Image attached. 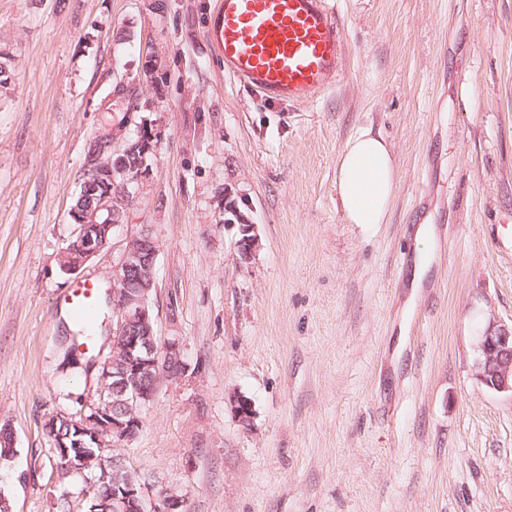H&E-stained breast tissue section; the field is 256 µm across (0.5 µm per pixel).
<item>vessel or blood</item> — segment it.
<instances>
[{"label": "vessel or blood", "instance_id": "1", "mask_svg": "<svg viewBox=\"0 0 512 512\" xmlns=\"http://www.w3.org/2000/svg\"><path fill=\"white\" fill-rule=\"evenodd\" d=\"M214 40L224 72L261 97L308 104L343 80L345 32L329 0H218ZM97 282L65 304L81 316Z\"/></svg>", "mask_w": 512, "mask_h": 512}]
</instances>
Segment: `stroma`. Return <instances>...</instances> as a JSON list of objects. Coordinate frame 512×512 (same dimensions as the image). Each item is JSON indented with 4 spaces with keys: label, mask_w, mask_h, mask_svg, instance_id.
I'll return each instance as SVG.
<instances>
[{
    "label": "stroma",
    "mask_w": 512,
    "mask_h": 512,
    "mask_svg": "<svg viewBox=\"0 0 512 512\" xmlns=\"http://www.w3.org/2000/svg\"><path fill=\"white\" fill-rule=\"evenodd\" d=\"M0 0V465L12 512H54L43 425L96 395L69 366L58 262L122 85L162 132L141 204L83 278L108 285L130 235L159 244L151 310L192 375L162 381L117 445L190 512H512V395L475 377L512 321V0H334L347 75L315 102L225 75L216 0ZM397 167L387 223H346L337 159L360 129ZM254 224L249 260L224 204ZM431 230L419 286L411 279ZM242 394L249 426L232 414Z\"/></svg>",
    "instance_id": "35a3bbf8"
}]
</instances>
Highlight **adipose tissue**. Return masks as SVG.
<instances>
[{
  "label": "adipose tissue",
  "instance_id": "adipose-tissue-1",
  "mask_svg": "<svg viewBox=\"0 0 512 512\" xmlns=\"http://www.w3.org/2000/svg\"><path fill=\"white\" fill-rule=\"evenodd\" d=\"M336 191L347 223H386L396 189V164L387 141L363 128L347 140L337 161Z\"/></svg>",
  "mask_w": 512,
  "mask_h": 512
}]
</instances>
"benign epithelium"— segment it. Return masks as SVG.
<instances>
[{"mask_svg": "<svg viewBox=\"0 0 512 512\" xmlns=\"http://www.w3.org/2000/svg\"><path fill=\"white\" fill-rule=\"evenodd\" d=\"M137 102L127 105L123 119L105 124L98 130L101 152L86 156L80 181L81 193L94 186L100 191L96 203L88 206L78 203L71 208L72 224L75 225L72 243L77 254L67 275L74 277L91 259L108 245L109 233L127 221L130 210L136 206L152 174L153 159L160 140V131L142 119L136 120ZM102 225L104 233L94 239L87 235L90 225ZM240 238L237 251L247 260L256 250L258 241L254 225L239 224ZM159 244L152 231L144 226L131 236L118 260L112 264V349L126 354L125 370L121 381L127 402L145 407L153 401L161 380H179L180 374L172 366L182 362V348L178 339L169 340L158 347L153 328L150 297L155 279L149 275L155 266ZM136 278L138 288H129L131 278ZM476 377L485 387L497 392L512 393V324L496 320L488 322L476 346ZM106 376L96 392V398L85 404L79 419L72 421L78 434L92 437L96 447L114 446L115 440H132L142 425L112 419L108 424L101 419L99 404L105 397ZM231 409L238 422L250 425L254 409L244 395L230 398ZM127 470L122 457H112L111 506L103 512H156L157 495L150 493L146 484L127 483L119 490L121 472Z\"/></svg>", "mask_w": 512, "mask_h": 512, "instance_id": "7a95c632", "label": "benign epithelium"}]
</instances>
